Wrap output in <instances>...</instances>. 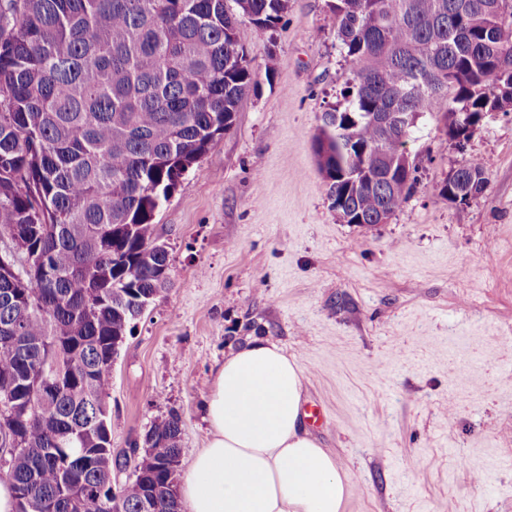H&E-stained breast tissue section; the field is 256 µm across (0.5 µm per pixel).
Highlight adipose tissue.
<instances>
[{"instance_id":"1","label":"adipose tissue","mask_w":512,"mask_h":512,"mask_svg":"<svg viewBox=\"0 0 512 512\" xmlns=\"http://www.w3.org/2000/svg\"><path fill=\"white\" fill-rule=\"evenodd\" d=\"M303 381L264 338L225 357L204 403L210 438L179 488L187 512H341L336 459L302 426Z\"/></svg>"}]
</instances>
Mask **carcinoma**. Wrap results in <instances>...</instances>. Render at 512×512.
<instances>
[{
  "label": "carcinoma",
  "instance_id": "1",
  "mask_svg": "<svg viewBox=\"0 0 512 512\" xmlns=\"http://www.w3.org/2000/svg\"><path fill=\"white\" fill-rule=\"evenodd\" d=\"M497 0H330L350 69L347 106L314 139L332 208L385 224L417 179L404 139L425 114L468 138L512 98V21ZM287 0H0V435L14 492L31 512L177 508L181 417L146 432L154 464L114 490L102 449L112 361L131 321L169 283L156 213L233 126L254 73L237 39L275 29ZM391 119L388 127L378 117ZM486 185L475 159L443 195ZM48 273L27 270L26 255ZM68 369L42 382L36 363Z\"/></svg>",
  "mask_w": 512,
  "mask_h": 512
}]
</instances>
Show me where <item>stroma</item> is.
Wrapping results in <instances>:
<instances>
[{
	"instance_id": "1",
	"label": "stroma",
	"mask_w": 512,
	"mask_h": 512,
	"mask_svg": "<svg viewBox=\"0 0 512 512\" xmlns=\"http://www.w3.org/2000/svg\"><path fill=\"white\" fill-rule=\"evenodd\" d=\"M237 36L255 83L157 213L169 284L112 366V453L128 460L114 485L172 412L186 473L214 368L262 337L303 371L321 415L306 427L349 487L341 512H512V111L461 146L422 116L416 192L387 223L346 224L313 151L322 113L346 105L329 0H288L273 31ZM474 159L484 191L448 201L443 181Z\"/></svg>"
}]
</instances>
